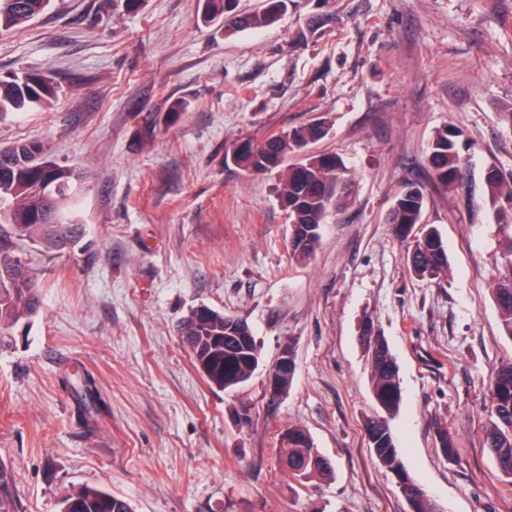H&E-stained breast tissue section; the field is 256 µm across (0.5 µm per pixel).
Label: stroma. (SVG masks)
Listing matches in <instances>:
<instances>
[{
	"label": "stroma",
	"instance_id": "obj_1",
	"mask_svg": "<svg viewBox=\"0 0 512 512\" xmlns=\"http://www.w3.org/2000/svg\"><path fill=\"white\" fill-rule=\"evenodd\" d=\"M287 4L275 25L229 36L198 22L200 0H52L0 32L1 75L49 71L61 86L53 104L1 118L0 145L40 141L75 169L86 228L73 251H31L40 309L0 334V465L18 512H60L82 487L134 512H409L367 444V323L399 367L392 427L408 474L440 512H512L483 443L491 374L512 360L489 293L503 232L426 163L448 125L474 183L490 166L512 174V0ZM180 100L186 112L164 122ZM319 119L329 132L309 150L338 155L351 190L300 261L281 170L225 156ZM407 182L447 244L444 279L413 277L386 222ZM201 305L246 321L261 347L237 391L211 387L179 336ZM287 343L294 380L273 399L267 373ZM84 374L99 393L87 409L71 389ZM439 422L456 462L436 446ZM291 426L333 480L304 488L280 464Z\"/></svg>",
	"mask_w": 512,
	"mask_h": 512
}]
</instances>
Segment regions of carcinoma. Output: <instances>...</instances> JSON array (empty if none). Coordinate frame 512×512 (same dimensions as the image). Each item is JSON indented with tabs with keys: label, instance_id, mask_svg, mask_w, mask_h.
I'll return each instance as SVG.
<instances>
[{
	"label": "carcinoma",
	"instance_id": "cac0c4a2",
	"mask_svg": "<svg viewBox=\"0 0 512 512\" xmlns=\"http://www.w3.org/2000/svg\"><path fill=\"white\" fill-rule=\"evenodd\" d=\"M51 0H0V31L22 26L45 12ZM231 0H203L200 21L208 24L230 19L235 33L274 25L286 0H265L262 10L229 16ZM60 87L47 72H14L0 76V117L25 112L57 100ZM316 122L279 132L262 144L234 154V163L251 172L279 167L285 157L323 137ZM462 132L444 126L436 130L427 157L434 179L450 190L463 187L465 162L460 150ZM343 164L334 154H318L288 169L279 187L290 219V246L301 260L311 257L320 240L326 217L342 197ZM78 176L48 158L40 142L18 141L0 148V328L11 327L39 308L38 281L23 257V246L38 245L48 252L72 249L84 225L72 216ZM483 204L501 228L512 226V177L492 168L483 174ZM423 189L408 183L396 195L388 214L395 235L407 242L411 275L439 280L448 274V251L438 229L422 223ZM501 273L489 291L501 319L502 333L512 340V235L499 254ZM195 366L208 384L232 391L247 382L259 366L260 348L249 325L240 318L207 306L190 311L179 325ZM362 340L370 357V383L381 415L365 424L370 451L379 465L400 477L398 488L410 512H439L426 491L409 477L401 464L390 420L398 413L401 387L398 369L384 337L368 327ZM490 420L484 441L503 479L512 485V361L500 364L489 383ZM435 438L450 462L457 448L448 427L436 424ZM279 461L298 484L331 478L334 469L311 436L292 426L281 433ZM61 512H132L130 504L101 488H80L63 502Z\"/></svg>",
	"mask_w": 512,
	"mask_h": 512
}]
</instances>
